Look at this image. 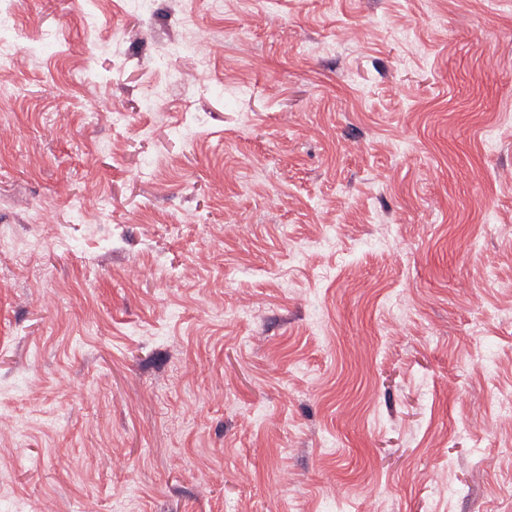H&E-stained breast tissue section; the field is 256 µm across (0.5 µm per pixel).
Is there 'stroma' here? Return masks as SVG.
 Returning <instances> with one entry per match:
<instances>
[{
  "label": "stroma",
  "instance_id": "35a3bbf8",
  "mask_svg": "<svg viewBox=\"0 0 512 512\" xmlns=\"http://www.w3.org/2000/svg\"><path fill=\"white\" fill-rule=\"evenodd\" d=\"M182 4L9 2L0 512H512V0ZM214 45L206 38L172 41L166 48V59L189 57L194 60L198 74L204 75L210 67Z\"/></svg>",
  "mask_w": 512,
  "mask_h": 512
}]
</instances>
